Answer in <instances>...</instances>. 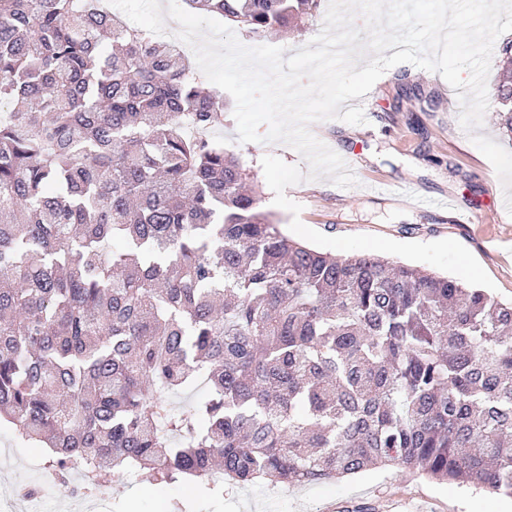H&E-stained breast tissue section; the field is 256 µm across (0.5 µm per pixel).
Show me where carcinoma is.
<instances>
[{"instance_id": "carcinoma-1", "label": "carcinoma", "mask_w": 512, "mask_h": 512, "mask_svg": "<svg viewBox=\"0 0 512 512\" xmlns=\"http://www.w3.org/2000/svg\"><path fill=\"white\" fill-rule=\"evenodd\" d=\"M184 2L257 39L318 7ZM495 96L511 137L512 61ZM3 102L0 422L60 483L89 459L208 494L396 466L512 496V303L284 235L238 158L184 134L224 97L95 0H0Z\"/></svg>"}]
</instances>
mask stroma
I'll list each match as a JSON object with an SVG mask.
<instances>
[{
	"label": "stroma",
	"mask_w": 512,
	"mask_h": 512,
	"mask_svg": "<svg viewBox=\"0 0 512 512\" xmlns=\"http://www.w3.org/2000/svg\"><path fill=\"white\" fill-rule=\"evenodd\" d=\"M419 87V98H400L401 85ZM370 94L373 112L366 124L339 120L313 123L312 134L341 155L356 159L355 186L341 188L329 179L304 181L285 193L302 207L301 222L327 236L381 235L398 242L453 239L479 261L495 284L496 299L512 300V260L488 250L491 238L512 235V215L497 210L502 184L488 159L472 143L459 122L455 90L440 74L409 63L387 70ZM214 136L227 153L263 185L264 207L281 230L291 214L274 206V193L264 184L263 156L305 167V159L283 143H242L237 139L233 107H226L224 124ZM414 187L422 201L407 200ZM481 212L482 223H461L460 211ZM45 454L0 425V492L12 487L39 486L47 506L69 501L72 486L42 478ZM405 501L415 512H512V497L438 481L397 467H379L363 474L304 487L269 483L225 485L220 496L191 491L185 485H157L148 478H105L96 512H323L330 502H342L346 512H388L393 501Z\"/></svg>",
	"instance_id": "1"
}]
</instances>
